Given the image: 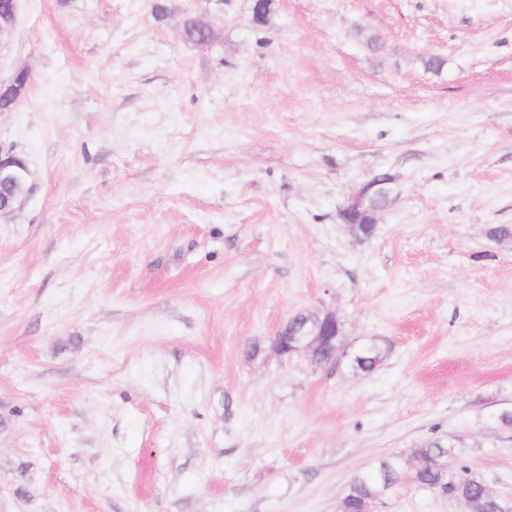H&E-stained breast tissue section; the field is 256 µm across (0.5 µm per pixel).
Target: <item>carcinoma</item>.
I'll list each match as a JSON object with an SVG mask.
<instances>
[{
    "label": "carcinoma",
    "mask_w": 512,
    "mask_h": 512,
    "mask_svg": "<svg viewBox=\"0 0 512 512\" xmlns=\"http://www.w3.org/2000/svg\"><path fill=\"white\" fill-rule=\"evenodd\" d=\"M183 33L192 42L208 36L207 29L192 18L185 20ZM381 356V348L369 343L351 356L350 368L366 374L380 362ZM456 456L454 442L432 439L404 456L384 458L373 469L353 477L341 499L340 512H369L372 504L386 499L406 481L463 501L466 512H512V504L486 492L482 478L460 476L449 470L448 460Z\"/></svg>",
    "instance_id": "1"
}]
</instances>
